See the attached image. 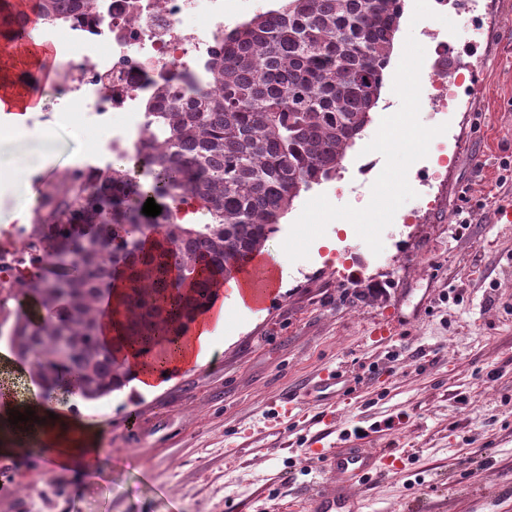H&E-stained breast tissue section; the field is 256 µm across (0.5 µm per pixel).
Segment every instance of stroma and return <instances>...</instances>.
Returning a JSON list of instances; mask_svg holds the SVG:
<instances>
[{
  "mask_svg": "<svg viewBox=\"0 0 512 512\" xmlns=\"http://www.w3.org/2000/svg\"><path fill=\"white\" fill-rule=\"evenodd\" d=\"M405 0L384 85L361 143L335 178L301 193L264 244L279 256L311 196L365 207L384 167L364 153L392 90L407 35L471 46L451 63L471 65L463 102L421 122L447 124L408 170L416 198L402 205L373 254L351 223L331 222L309 256L289 263L283 291L248 311L228 307L211 359L157 391H117L79 401L98 429L111 477L50 470L38 453L0 454V512H308L321 482L311 448H365L388 467L358 487L366 512H512V0H448L450 34L432 18L412 22ZM52 136L0 133V225L28 222L13 161H38L45 180L96 162L97 135L77 120L80 103L41 95ZM394 323L392 336L374 331ZM328 370L351 386L325 398L312 386Z\"/></svg>",
  "mask_w": 512,
  "mask_h": 512,
  "instance_id": "stroma-1",
  "label": "stroma"
}]
</instances>
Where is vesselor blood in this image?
<instances>
[{"label": "vessel or blood", "instance_id": "obj_1", "mask_svg": "<svg viewBox=\"0 0 512 512\" xmlns=\"http://www.w3.org/2000/svg\"><path fill=\"white\" fill-rule=\"evenodd\" d=\"M249 279L251 300L257 305L264 303L272 294L270 265H253ZM316 458L323 481L311 494V512H363L356 489L372 472L378 471L376 456L364 448H339L331 453H317Z\"/></svg>", "mask_w": 512, "mask_h": 512}]
</instances>
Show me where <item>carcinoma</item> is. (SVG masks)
I'll return each mask as SVG.
<instances>
[{
  "label": "carcinoma",
  "mask_w": 512,
  "mask_h": 512,
  "mask_svg": "<svg viewBox=\"0 0 512 512\" xmlns=\"http://www.w3.org/2000/svg\"><path fill=\"white\" fill-rule=\"evenodd\" d=\"M89 0H38V20L83 12ZM403 0H278L224 32L206 63L213 87L160 86L146 102L138 149L145 181L126 164L101 173L100 196L76 173L50 182L36 207L43 256L13 296L9 343L42 396L77 389L97 401L122 389L120 353L178 345L214 287L245 267L300 193L336 176L371 122ZM28 16L0 0V37L25 38ZM161 206L142 213L147 199ZM192 202L202 224L172 207ZM155 247L145 249V220ZM126 280L121 334L104 340L102 303Z\"/></svg>",
  "instance_id": "cac0c4a2"
}]
</instances>
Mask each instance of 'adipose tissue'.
I'll return each instance as SVG.
<instances>
[{"instance_id":"obj_1","label":"adipose tissue","mask_w":512,"mask_h":512,"mask_svg":"<svg viewBox=\"0 0 512 512\" xmlns=\"http://www.w3.org/2000/svg\"><path fill=\"white\" fill-rule=\"evenodd\" d=\"M226 309L224 303L210 305L199 315L195 335L186 337L177 352L166 360L165 369L159 370L145 360L132 356L128 359V387L147 393L156 390L163 374H176L208 362L214 338L224 329ZM33 410L39 426L26 430L13 426L12 432L19 439H40L48 443L44 456L53 469H79L100 473L106 471L99 437L95 430L82 420L77 408L54 401L43 400L39 386H32L27 396H18L12 386H0V420L8 421L11 412Z\"/></svg>"}]
</instances>
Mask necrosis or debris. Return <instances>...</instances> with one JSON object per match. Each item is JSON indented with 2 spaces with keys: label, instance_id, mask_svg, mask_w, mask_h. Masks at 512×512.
I'll return each instance as SVG.
<instances>
[{
  "label": "necrosis or debris",
  "instance_id": "4bbe7bcc",
  "mask_svg": "<svg viewBox=\"0 0 512 512\" xmlns=\"http://www.w3.org/2000/svg\"><path fill=\"white\" fill-rule=\"evenodd\" d=\"M247 0H92L87 11L46 28L58 58L56 91L84 101L82 118L103 130L98 148L131 155L148 133L144 103L179 73L199 74L224 44ZM200 16L203 27L189 26ZM80 64H71L74 53ZM40 250L32 224L0 226V289L20 287Z\"/></svg>",
  "mask_w": 512,
  "mask_h": 512
}]
</instances>
